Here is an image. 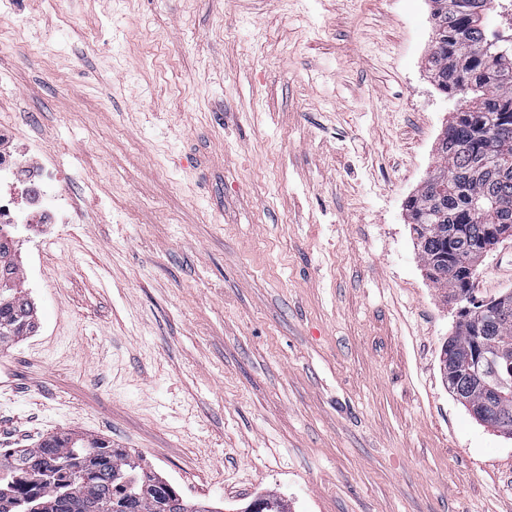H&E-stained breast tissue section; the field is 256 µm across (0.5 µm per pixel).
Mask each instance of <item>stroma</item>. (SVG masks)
Listing matches in <instances>:
<instances>
[{"label": "stroma", "mask_w": 512, "mask_h": 512, "mask_svg": "<svg viewBox=\"0 0 512 512\" xmlns=\"http://www.w3.org/2000/svg\"><path fill=\"white\" fill-rule=\"evenodd\" d=\"M432 39L429 0H0V126L71 201L14 230L0 449L103 437L223 512H512L405 207L456 105ZM11 240L0 229V346L30 335L37 321L33 304L21 285L19 272L12 258ZM14 329V330H11Z\"/></svg>", "instance_id": "35a3bbf8"}]
</instances>
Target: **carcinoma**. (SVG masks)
I'll use <instances>...</instances> for the list:
<instances>
[{
	"mask_svg": "<svg viewBox=\"0 0 512 512\" xmlns=\"http://www.w3.org/2000/svg\"><path fill=\"white\" fill-rule=\"evenodd\" d=\"M434 37L429 70L444 93L462 97L438 141L439 164L408 197L406 211L423 266L448 262V276L429 280L454 299L468 291L460 259L480 263L491 244L488 229L512 226V33L488 30L497 13L512 30V0H430ZM37 314L21 285L12 244L0 233V346L30 335ZM496 342L498 363L490 377L512 365V314L459 315L441 347L448 356V383H458L473 403L484 390L455 373L473 359L474 341ZM139 455L103 438L61 432L36 448L0 451V512H218L187 503ZM245 512H288L282 501L261 498Z\"/></svg>",
	"mask_w": 512,
	"mask_h": 512,
	"instance_id": "carcinoma-1",
	"label": "carcinoma"
}]
</instances>
